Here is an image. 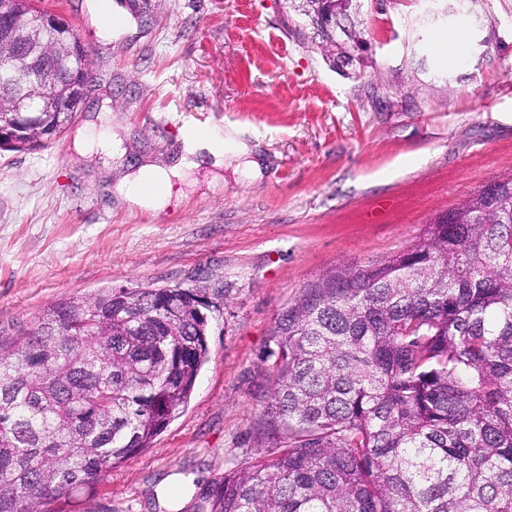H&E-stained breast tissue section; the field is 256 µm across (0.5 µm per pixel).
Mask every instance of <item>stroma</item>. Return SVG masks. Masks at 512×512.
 I'll list each match as a JSON object with an SVG mask.
<instances>
[{"label": "stroma", "mask_w": 512, "mask_h": 512, "mask_svg": "<svg viewBox=\"0 0 512 512\" xmlns=\"http://www.w3.org/2000/svg\"><path fill=\"white\" fill-rule=\"evenodd\" d=\"M101 36L88 0H42L88 47L85 108L48 147L0 150V340L47 307L103 287L199 288L209 359L185 409L151 448L93 491L41 512H166L164 479L195 476L181 512L234 463L263 453L261 354L281 309L336 265L378 263L485 185L512 176V0H362L364 63L332 67L288 0H154ZM464 30L462 62L438 35ZM489 40L481 48V40ZM119 125L120 158L78 153ZM243 132L261 174L226 158L174 183L168 205L117 203L130 169L177 155L194 132Z\"/></svg>", "instance_id": "stroma-1"}]
</instances>
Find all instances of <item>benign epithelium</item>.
<instances>
[{
	"label": "benign epithelium",
	"mask_w": 512,
	"mask_h": 512,
	"mask_svg": "<svg viewBox=\"0 0 512 512\" xmlns=\"http://www.w3.org/2000/svg\"><path fill=\"white\" fill-rule=\"evenodd\" d=\"M15 0H0V50L14 62V69L30 72L28 88L9 101L0 99V112L23 116L30 111V101L38 96L56 66L67 62L81 73L89 69L90 53L80 47V40L62 16L32 10L24 18L15 12ZM68 106L78 111L86 100V83L72 82L65 94Z\"/></svg>",
	"instance_id": "benign-epithelium-1"
}]
</instances>
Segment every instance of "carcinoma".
I'll use <instances>...</instances> for the list:
<instances>
[{
	"mask_svg": "<svg viewBox=\"0 0 512 512\" xmlns=\"http://www.w3.org/2000/svg\"><path fill=\"white\" fill-rule=\"evenodd\" d=\"M307 9L326 58L366 44L348 0ZM45 100L11 150L63 133L71 113ZM197 294L102 288L0 343V512H38L151 447L208 359ZM262 362L275 447L225 470L209 512H512V179L409 249L305 284Z\"/></svg>",
	"mask_w": 512,
	"mask_h": 512,
	"instance_id": "cac0c4a2",
	"label": "carcinoma"
}]
</instances>
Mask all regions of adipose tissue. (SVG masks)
<instances>
[{"instance_id": "adipose-tissue-1", "label": "adipose tissue", "mask_w": 512, "mask_h": 512, "mask_svg": "<svg viewBox=\"0 0 512 512\" xmlns=\"http://www.w3.org/2000/svg\"><path fill=\"white\" fill-rule=\"evenodd\" d=\"M241 160L251 174H259L254 148L236 131H228L223 139L202 136L188 140L184 150L170 162L138 168L125 176L116 188V196L125 203L148 211L166 207L174 180L186 177L203 164L221 166L226 155Z\"/></svg>"}]
</instances>
